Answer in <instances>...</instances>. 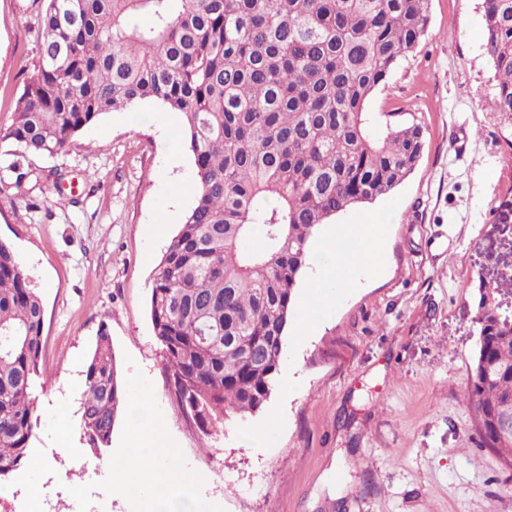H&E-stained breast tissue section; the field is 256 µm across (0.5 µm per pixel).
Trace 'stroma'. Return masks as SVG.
<instances>
[{"mask_svg":"<svg viewBox=\"0 0 512 512\" xmlns=\"http://www.w3.org/2000/svg\"><path fill=\"white\" fill-rule=\"evenodd\" d=\"M45 0H0V127L40 55ZM484 0H429L426 35L369 97L368 111L419 123L424 149L389 194L336 215L379 225L381 269L366 276L344 244L312 250L296 289L313 332L287 327L263 409L206 437L169 390L150 320L155 269L194 203L184 117L155 102L103 115L55 155L16 165L0 142V239L44 307L40 425L0 495L42 492L51 512H150L146 490L112 484L135 437L120 416L102 455L86 444L76 377L107 331L126 407L151 398V422L189 474L181 501L202 512H512V470L480 448L461 399L477 350L479 281L512 277V115L495 106ZM48 172L72 184L58 205ZM343 269L350 283L330 293ZM262 432V447L248 439Z\"/></svg>","mask_w":512,"mask_h":512,"instance_id":"1","label":"stroma"}]
</instances>
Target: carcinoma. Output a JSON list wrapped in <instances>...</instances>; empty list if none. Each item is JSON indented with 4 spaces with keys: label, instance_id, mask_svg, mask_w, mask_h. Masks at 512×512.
<instances>
[{
    "label": "carcinoma",
    "instance_id": "cac0c4a2",
    "mask_svg": "<svg viewBox=\"0 0 512 512\" xmlns=\"http://www.w3.org/2000/svg\"><path fill=\"white\" fill-rule=\"evenodd\" d=\"M428 2L46 0L40 61L0 140L22 158L54 155L110 111L154 101L183 114L196 198L156 267L150 318L168 388L204 436L270 398L317 227L417 166L421 127L366 103L426 34ZM484 28L496 106L512 113V0H485ZM478 288L463 400L491 452L512 401V314L495 303L501 285ZM43 325L30 275L0 240V468L10 476L38 424ZM485 364L495 381H483ZM124 404L103 329L84 369L87 444H111Z\"/></svg>",
    "mask_w": 512,
    "mask_h": 512
}]
</instances>
